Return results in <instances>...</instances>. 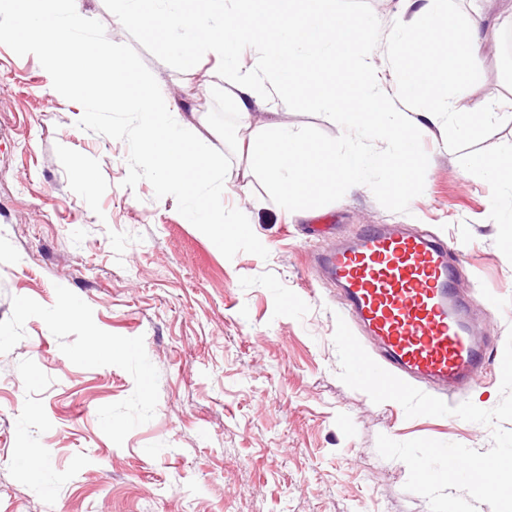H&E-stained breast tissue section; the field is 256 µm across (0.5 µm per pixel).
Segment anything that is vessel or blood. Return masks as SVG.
Returning <instances> with one entry per match:
<instances>
[{"mask_svg": "<svg viewBox=\"0 0 512 512\" xmlns=\"http://www.w3.org/2000/svg\"><path fill=\"white\" fill-rule=\"evenodd\" d=\"M341 290L346 322L377 363L424 392L448 393L491 371L488 338L462 290L459 255L447 240L403 224H370L316 255Z\"/></svg>", "mask_w": 512, "mask_h": 512, "instance_id": "vessel-or-blood-1", "label": "vessel or blood"}]
</instances>
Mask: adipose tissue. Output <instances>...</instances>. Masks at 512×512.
Returning <instances> with one entry per match:
<instances>
[{
  "mask_svg": "<svg viewBox=\"0 0 512 512\" xmlns=\"http://www.w3.org/2000/svg\"><path fill=\"white\" fill-rule=\"evenodd\" d=\"M113 18L141 26L148 19L166 23L169 56L210 55L219 60L217 74L245 135L239 142L253 169L263 172L270 189L287 207L301 194L300 163H323L342 172L343 190L371 188L380 180L397 185V176L412 161L416 137L439 134L442 143L470 140L475 129L500 118V103L471 104L476 80L472 62L484 36L481 18L467 17L459 33V50L438 62L410 64L409 49L421 33L446 30L448 19L439 0H403L404 14L389 23L369 15L359 17V36L334 33L326 19L336 13V0H289L299 6L301 19L281 25L274 42L252 30L245 17L254 0H108ZM388 43L386 80L375 61V45ZM250 67H242L245 51ZM344 62V83L355 86L373 110L363 113L342 107L337 95L321 88L326 62ZM303 88L304 106L322 110L342 136L339 148L321 153L305 134L279 121L256 123L255 112L275 98Z\"/></svg>",
  "mask_w": 512,
  "mask_h": 512,
  "instance_id": "1",
  "label": "adipose tissue"
}]
</instances>
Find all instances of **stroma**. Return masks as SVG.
I'll list each match as a JSON object with an SVG mask.
<instances>
[{
	"label": "stroma",
	"mask_w": 512,
	"mask_h": 512,
	"mask_svg": "<svg viewBox=\"0 0 512 512\" xmlns=\"http://www.w3.org/2000/svg\"><path fill=\"white\" fill-rule=\"evenodd\" d=\"M489 28L472 97L512 95V0H445ZM107 38L132 45L178 105L179 120L225 150L206 117V66L158 51L137 27L85 0ZM278 121L329 146L339 129L295 102ZM36 56L0 44V512H429L405 491L407 466L378 435L486 452L488 427L455 416L406 417L338 377L340 300L313 265L310 225L340 237L365 224L426 227L454 243L461 280L495 312V356L512 329V232L489 223L512 206L466 177L462 157L512 152V120L459 147L420 141L429 176L411 197L336 192L289 216L260 174L229 186L268 259H228L152 185L123 187L128 145L77 126ZM93 180L84 184L82 171ZM47 469L30 478L21 454Z\"/></svg>",
	"instance_id": "stroma-1"
}]
</instances>
